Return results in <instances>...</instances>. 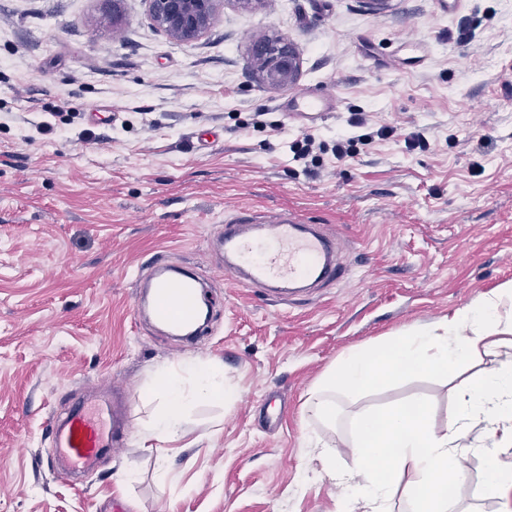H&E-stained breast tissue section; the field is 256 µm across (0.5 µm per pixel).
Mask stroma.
<instances>
[{"mask_svg": "<svg viewBox=\"0 0 512 512\" xmlns=\"http://www.w3.org/2000/svg\"><path fill=\"white\" fill-rule=\"evenodd\" d=\"M476 38L456 42L461 18ZM281 36L291 90L324 87L306 120L254 74L248 48ZM400 138L314 170L293 140L333 144L350 114ZM429 146L407 151L403 134ZM288 214L333 234L334 285L280 299L238 286L214 246L225 220ZM159 262L207 283L214 318L187 347L136 314ZM512 281V0H226L211 31L170 42L144 0H0V512H336L312 446L347 445L357 413L412 399L445 428L456 379L399 377L307 399L347 354L498 295ZM224 370L232 398L197 400L182 438L145 447L158 374ZM126 399V438L79 476L51 465V428L80 402ZM460 512H498L467 451Z\"/></svg>", "mask_w": 512, "mask_h": 512, "instance_id": "stroma-1", "label": "stroma"}]
</instances>
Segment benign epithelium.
<instances>
[{"instance_id":"benign-epithelium-1","label":"benign epithelium","mask_w":512,"mask_h":512,"mask_svg":"<svg viewBox=\"0 0 512 512\" xmlns=\"http://www.w3.org/2000/svg\"><path fill=\"white\" fill-rule=\"evenodd\" d=\"M155 28L169 40L190 44L213 27L223 0H146ZM250 54L256 74L264 85L283 89L298 75L299 58L295 47L280 36L260 38L251 45Z\"/></svg>"}]
</instances>
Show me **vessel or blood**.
<instances>
[{"instance_id":"vessel-or-blood-1","label":"vessel or blood","mask_w":512,"mask_h":512,"mask_svg":"<svg viewBox=\"0 0 512 512\" xmlns=\"http://www.w3.org/2000/svg\"><path fill=\"white\" fill-rule=\"evenodd\" d=\"M285 111L306 117L332 109V97L324 89H308L290 95ZM216 246L224 255V269L237 284L263 289L280 298L306 287L334 283L341 275L336 242L324 233L290 222L283 214L266 216L258 224L225 223ZM138 304L149 305L158 322L175 335L189 336L198 318L201 290L198 281L180 269L156 266L148 275ZM57 456L77 470L118 438L105 436L96 411L75 410L54 431Z\"/></svg>"}]
</instances>
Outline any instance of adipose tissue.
<instances>
[{
  "label": "adipose tissue",
  "mask_w": 512,
  "mask_h": 512,
  "mask_svg": "<svg viewBox=\"0 0 512 512\" xmlns=\"http://www.w3.org/2000/svg\"><path fill=\"white\" fill-rule=\"evenodd\" d=\"M499 301L479 300L454 310L439 322L391 337L372 349L351 352L312 390L308 407L327 426L336 423V390L361 393L390 379L417 374L450 375L482 350L512 341V312L499 311ZM214 364L190 362L163 372L159 385L164 407L145 431L159 443L178 441L183 415L196 397L220 395ZM350 445L352 466L336 462V449L318 451L320 474L343 487L338 512H391L393 492L413 505V512H449L448 484L457 483L467 448L484 450V488L500 498V512H512V467L500 460L512 448V361L501 362L459 386L454 411L444 430L435 429L424 402L415 400L389 410L357 416ZM414 478L396 487V475Z\"/></svg>",
  "instance_id": "adipose-tissue-1"
}]
</instances>
